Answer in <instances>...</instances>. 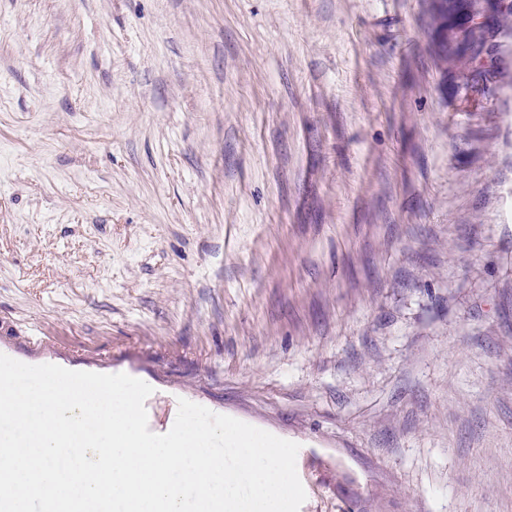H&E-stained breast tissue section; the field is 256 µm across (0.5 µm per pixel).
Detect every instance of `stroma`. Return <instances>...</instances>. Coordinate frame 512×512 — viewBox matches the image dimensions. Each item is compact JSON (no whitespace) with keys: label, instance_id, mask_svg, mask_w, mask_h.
Masks as SVG:
<instances>
[{"label":"stroma","instance_id":"obj_1","mask_svg":"<svg viewBox=\"0 0 512 512\" xmlns=\"http://www.w3.org/2000/svg\"><path fill=\"white\" fill-rule=\"evenodd\" d=\"M499 69L428 0H0V354L298 443L300 512H512ZM491 12V24H474L469 20L474 0H431L430 20L433 42H436L438 58L448 65L455 77L462 82L472 96L483 91L484 81L497 78L499 72L481 65L473 68L475 61L481 62L494 47L498 36L512 35V1L504 9L492 11V0H484Z\"/></svg>","mask_w":512,"mask_h":512}]
</instances>
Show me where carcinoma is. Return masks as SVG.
Returning <instances> with one entry per match:
<instances>
[{
	"mask_svg": "<svg viewBox=\"0 0 512 512\" xmlns=\"http://www.w3.org/2000/svg\"><path fill=\"white\" fill-rule=\"evenodd\" d=\"M474 0H431L430 20L438 58L448 65L455 77L473 96L483 91L484 82L498 73L485 66L472 67L482 61L499 36L512 35V4L491 12V24H474L469 20Z\"/></svg>",
	"mask_w": 512,
	"mask_h": 512,
	"instance_id": "cac0c4a2",
	"label": "carcinoma"
}]
</instances>
